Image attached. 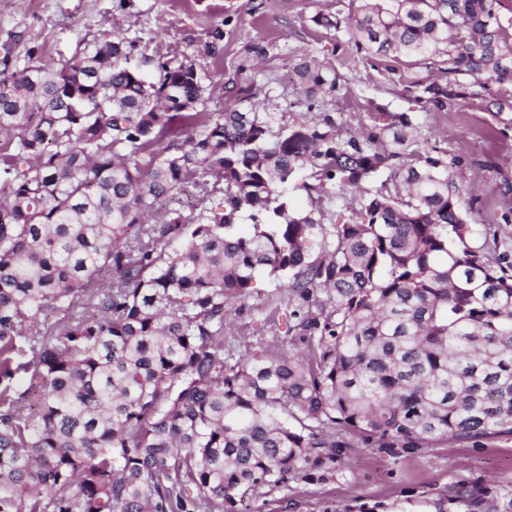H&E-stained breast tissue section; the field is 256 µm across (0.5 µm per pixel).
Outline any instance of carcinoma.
Segmentation results:
<instances>
[{
    "mask_svg": "<svg viewBox=\"0 0 512 512\" xmlns=\"http://www.w3.org/2000/svg\"><path fill=\"white\" fill-rule=\"evenodd\" d=\"M351 2L312 17L344 32L345 61L440 57L445 80L408 85L418 100L485 93L512 126L502 0ZM26 55L0 79V512H238L334 477L352 447L338 425L391 458L512 438V258L408 113L372 100L357 136L326 111L277 125L252 82L209 112L189 55L110 30L57 69ZM294 72L293 107L340 89L309 54ZM385 169L392 187L343 224L288 199ZM265 275L312 354L224 348L228 307ZM432 506L512 512V483L453 481Z\"/></svg>",
    "mask_w": 512,
    "mask_h": 512,
    "instance_id": "carcinoma-1",
    "label": "carcinoma"
}]
</instances>
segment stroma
Instances as JSON below:
<instances>
[{
    "mask_svg": "<svg viewBox=\"0 0 512 512\" xmlns=\"http://www.w3.org/2000/svg\"><path fill=\"white\" fill-rule=\"evenodd\" d=\"M349 11L350 0H0V48L12 46L20 58L32 48L39 59L57 66L75 55L81 40L112 23L119 36L140 40L154 54L180 50L195 59L210 78L211 105H233V84L251 78L259 111L288 121L305 117L293 106L299 96L293 66L297 56L310 53L335 64L341 76L340 90L324 108L343 132L368 124L371 99L389 111L414 115L425 147L462 159L457 183L469 223L492 225L512 253V222L503 219L512 212V128L492 117L482 96L444 112L415 103L409 83L437 70L439 60L405 57L393 73L378 72L365 61L342 65L334 52L335 31L317 27L311 18L319 12L344 17ZM218 29L224 32L219 42L213 39ZM256 43L270 44L271 50L249 71L245 65ZM289 196L298 210H321L327 224L342 223L356 206L349 192L325 197L296 185ZM291 323L286 289L262 277L251 297L229 310L224 340L239 353L271 345L288 349L294 339ZM453 480L511 482L512 440L493 439L479 448L441 440L396 459L357 440L333 479H293L262 490L245 505L251 512H419L422 501L435 498Z\"/></svg>",
    "mask_w": 512,
    "mask_h": 512,
    "instance_id": "35a3bbf8",
    "label": "stroma"
}]
</instances>
